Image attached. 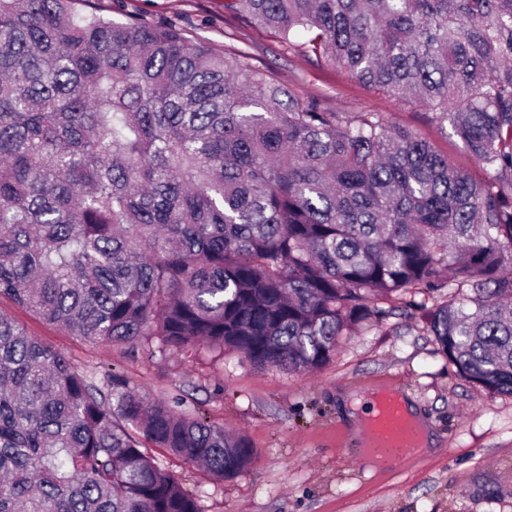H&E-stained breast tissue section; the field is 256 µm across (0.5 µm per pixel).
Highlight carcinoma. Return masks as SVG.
<instances>
[{
	"label": "carcinoma",
	"mask_w": 512,
	"mask_h": 512,
	"mask_svg": "<svg viewBox=\"0 0 512 512\" xmlns=\"http://www.w3.org/2000/svg\"><path fill=\"white\" fill-rule=\"evenodd\" d=\"M432 108L485 172L380 112H326L172 25L0 0V299L92 343L204 342L314 370L397 295L457 373L512 395V0H224ZM78 371L0 314V512H202L242 435Z\"/></svg>",
	"instance_id": "cac0c4a2"
}]
</instances>
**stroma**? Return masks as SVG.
<instances>
[{
  "label": "stroma",
  "mask_w": 512,
  "mask_h": 512,
  "mask_svg": "<svg viewBox=\"0 0 512 512\" xmlns=\"http://www.w3.org/2000/svg\"><path fill=\"white\" fill-rule=\"evenodd\" d=\"M116 22L135 17L172 23L218 53L245 52L251 66L288 84L301 101L329 112H381L447 155L452 166L482 177L463 144L449 137L429 106L402 103L288 47L258 24L231 16L224 0H99ZM28 333L94 372L112 365L141 396L181 397L225 430L246 436L254 463L220 482L180 458L163 464L198 495L203 512H512V396L461 378L438 352L425 311L398 307L370 329L342 336L332 359L312 371L255 366L228 349L161 354L91 344L0 300ZM400 388L433 430L431 451L389 470L359 454L361 425L349 416L353 398L381 386Z\"/></svg>",
  "instance_id": "obj_1"
}]
</instances>
